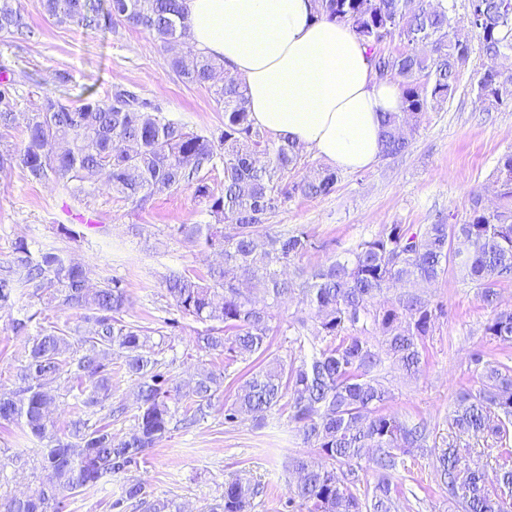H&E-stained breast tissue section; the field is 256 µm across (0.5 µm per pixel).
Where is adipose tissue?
<instances>
[{"instance_id":"adipose-tissue-1","label":"adipose tissue","mask_w":512,"mask_h":512,"mask_svg":"<svg viewBox=\"0 0 512 512\" xmlns=\"http://www.w3.org/2000/svg\"><path fill=\"white\" fill-rule=\"evenodd\" d=\"M192 44L223 60L247 89L250 118L276 142L360 171L382 154L381 115L403 107L376 80L368 48L311 0H185Z\"/></svg>"}]
</instances>
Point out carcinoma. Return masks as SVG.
<instances>
[{
	"label": "carcinoma",
	"instance_id": "cac0c4a2",
	"mask_svg": "<svg viewBox=\"0 0 512 512\" xmlns=\"http://www.w3.org/2000/svg\"><path fill=\"white\" fill-rule=\"evenodd\" d=\"M316 19L348 25L368 47L377 79L398 83L403 111L383 115L384 157L404 153L422 117L452 97L460 69L471 59L468 37L456 27V0H313ZM477 16L472 26L485 53L512 56V0H468ZM43 12L73 28L92 26L96 0H41ZM112 17L147 30L173 50L170 68L184 82L206 87L224 111V124L199 134L136 93L118 89L109 101L87 99L78 107L47 96L27 126L23 146L0 154V168L18 163L29 181L54 180L72 194L102 185L112 195L138 207L184 186L205 199L212 222L179 224L176 234L219 251L224 263L204 275L172 272L165 288L176 317L209 323L197 333V349L237 361L259 360V369L242 380L224 421L241 413L263 419L288 399L289 419L303 443L348 466L336 468L299 459L300 474L289 502L308 512H400L391 481L400 457L429 447L434 429L428 422H403L383 411L390 393L375 371L383 358L407 373L420 372L442 308L420 291L457 270L478 290L482 302L497 307L498 288L512 278V152L497 163L493 211L472 197L460 224H425L413 231L386 226L374 238L343 256L301 267L298 260L316 249L303 230L269 232L267 221L296 194L326 196L335 190L336 170L317 169L300 181V149L275 143L250 120L246 89L227 74L224 62L185 40L180 0H109ZM32 34L18 0H0V36ZM406 41L404 51L385 53L382 38ZM482 102L512 103V73L484 67L476 86ZM13 117V84L0 81V126ZM223 167L224 181L207 182L208 172ZM93 271L66 261L55 251L32 252L26 243L0 259V310L23 296L45 305L68 306L91 324L75 340L64 328H42L30 338L29 358L20 385L0 394V423L22 422L30 435L48 440L39 461L50 471L22 496L0 500V512H58L72 495L112 473L129 470L170 427L190 428L209 414L224 393V372L205 365L183 383H172L165 364L150 346L154 330L123 319L128 294L119 279L88 288ZM393 287L401 291L380 303ZM294 296L303 315L294 319L293 343L303 348L313 337L324 343L311 358L287 362L269 352L273 309ZM380 332L369 342L368 328ZM484 335L512 345V310L495 312ZM125 355V370L137 380L133 430L115 439L109 425L91 421L96 408L112 399V352ZM480 385L461 391L448 422V446L436 460L459 512H512V365L472 356ZM71 383L77 418L68 436L57 435L48 415L61 378ZM493 438L498 486L487 484L484 471L462 462L454 441L463 436ZM376 472L374 483H360L355 468L362 459ZM260 494L257 484L238 479L224 483L222 502L209 512H246ZM123 498L142 512H180L174 502L152 497L147 482L128 479Z\"/></svg>",
	"mask_w": 512,
	"mask_h": 512
}]
</instances>
